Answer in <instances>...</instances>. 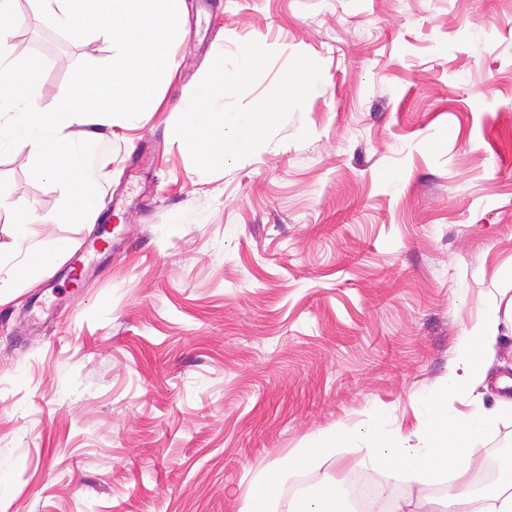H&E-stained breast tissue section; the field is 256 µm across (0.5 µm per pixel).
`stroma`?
Masks as SVG:
<instances>
[{"label":"stroma","mask_w":512,"mask_h":512,"mask_svg":"<svg viewBox=\"0 0 512 512\" xmlns=\"http://www.w3.org/2000/svg\"><path fill=\"white\" fill-rule=\"evenodd\" d=\"M173 78L154 105L103 128L91 167L98 211H119L109 270L74 292L57 257L0 299V512H238L256 471L329 430L345 447L289 470L300 487L365 475L363 432L386 413L417 445L489 307L500 316L484 382L449 413L498 410L484 455L512 445V0H182ZM12 55L40 56L41 110L108 39L54 50L18 0ZM248 41L275 56L245 91L262 99L294 55L321 67L271 139L205 173L174 134L216 52ZM33 159L0 157V276L30 239L77 243L96 221L51 222L61 186ZM187 221L173 223L174 214ZM55 287V317L26 327ZM414 512L447 478L377 475Z\"/></svg>","instance_id":"1"}]
</instances>
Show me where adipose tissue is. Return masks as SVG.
I'll return each instance as SVG.
<instances>
[{"label":"adipose tissue","instance_id":"obj_1","mask_svg":"<svg viewBox=\"0 0 512 512\" xmlns=\"http://www.w3.org/2000/svg\"><path fill=\"white\" fill-rule=\"evenodd\" d=\"M497 333L498 310L491 307L471 344L463 346L456 369L449 371L443 394L425 399L426 417L419 432L421 446L409 447L394 441L385 420L375 423L365 435L363 460L370 471H383L390 478L399 479L407 470L415 469L427 481L446 474L463 512H512V474L479 492L471 490V474L479 466L481 454L475 438L495 428V416L489 413L452 418L448 415L449 396L468 382L484 377V366L474 358L473 347H492Z\"/></svg>","mask_w":512,"mask_h":512}]
</instances>
